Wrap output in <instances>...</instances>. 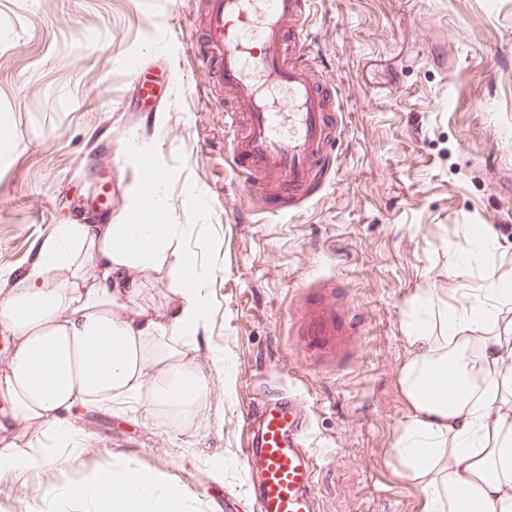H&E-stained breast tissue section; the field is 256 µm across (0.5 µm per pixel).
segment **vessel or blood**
Here are the masks:
<instances>
[{
  "mask_svg": "<svg viewBox=\"0 0 512 512\" xmlns=\"http://www.w3.org/2000/svg\"><path fill=\"white\" fill-rule=\"evenodd\" d=\"M314 0H201L190 56L204 86L227 88L224 107L233 170L259 214L281 217L320 195L336 174L342 104L333 83L307 70ZM136 99L166 104L154 80L136 74ZM297 335L321 366L340 368L358 334L349 294L320 275L300 288ZM246 457L256 473L255 512H315L318 462L305 438L307 417L295 395L263 392L246 415Z\"/></svg>",
  "mask_w": 512,
  "mask_h": 512,
  "instance_id": "vessel-or-blood-1",
  "label": "vessel or blood"
}]
</instances>
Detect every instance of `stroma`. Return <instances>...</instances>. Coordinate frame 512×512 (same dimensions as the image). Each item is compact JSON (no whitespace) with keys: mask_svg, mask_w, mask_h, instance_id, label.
<instances>
[{"mask_svg":"<svg viewBox=\"0 0 512 512\" xmlns=\"http://www.w3.org/2000/svg\"><path fill=\"white\" fill-rule=\"evenodd\" d=\"M194 2L0 0V137L12 143L0 152V274L27 268L55 225L91 215L101 172L137 137L155 145L164 221L183 227L173 247L196 259L212 301L196 358L211 392L197 416L88 407L65 445L20 426L40 462L0 472V512H95L68 488L125 465L177 485L193 512H253L243 417L262 381L305 403L317 512H422L392 452L411 417L405 324L418 289L451 301L489 266L512 270V0H317L311 63L345 113L336 176L262 223L216 113L232 92L207 95L183 52ZM140 63L174 70L166 111H122ZM477 224L495 235L485 268L461 259ZM319 275L349 288L361 319L357 357L336 372L309 366L291 334L298 290Z\"/></svg>","mask_w":512,"mask_h":512,"instance_id":"35a3bbf8","label":"stroma"}]
</instances>
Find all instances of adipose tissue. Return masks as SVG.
I'll list each match as a JSON object with an SVG mask.
<instances>
[{"label": "adipose tissue", "instance_id": "ef3b65f1", "mask_svg": "<svg viewBox=\"0 0 512 512\" xmlns=\"http://www.w3.org/2000/svg\"><path fill=\"white\" fill-rule=\"evenodd\" d=\"M179 224H59L34 261L0 282V471L36 463L15 435L21 424L71 435L70 417L103 401H143L190 420L211 390L195 366L210 299L195 259L173 266L166 315L140 302L142 276L162 268ZM406 325L412 357L401 384L412 416L395 443L404 474L423 494V512H461L473 499L485 512H512V338L497 329L512 311V277L454 302L432 289L415 294ZM456 386L447 397L442 386ZM76 504L98 512H184L178 486L150 475L94 472L71 486Z\"/></svg>", "mask_w": 512, "mask_h": 512}]
</instances>
